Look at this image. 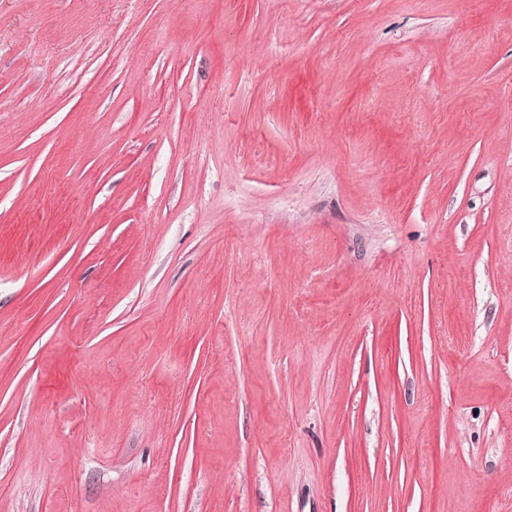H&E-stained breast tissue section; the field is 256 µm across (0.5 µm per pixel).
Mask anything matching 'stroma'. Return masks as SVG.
<instances>
[{"instance_id": "obj_1", "label": "stroma", "mask_w": 512, "mask_h": 512, "mask_svg": "<svg viewBox=\"0 0 512 512\" xmlns=\"http://www.w3.org/2000/svg\"><path fill=\"white\" fill-rule=\"evenodd\" d=\"M512 0H0V512H512Z\"/></svg>"}]
</instances>
